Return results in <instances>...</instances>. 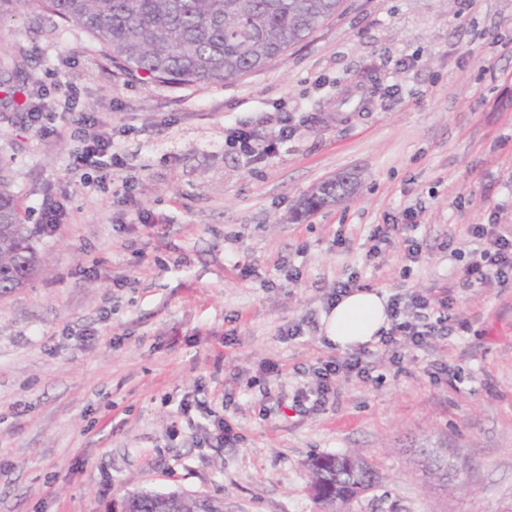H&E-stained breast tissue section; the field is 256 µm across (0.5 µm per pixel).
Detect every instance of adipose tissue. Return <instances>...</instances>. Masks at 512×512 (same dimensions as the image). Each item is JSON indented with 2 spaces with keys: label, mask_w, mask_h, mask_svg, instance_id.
Returning <instances> with one entry per match:
<instances>
[{
  "label": "adipose tissue",
  "mask_w": 512,
  "mask_h": 512,
  "mask_svg": "<svg viewBox=\"0 0 512 512\" xmlns=\"http://www.w3.org/2000/svg\"><path fill=\"white\" fill-rule=\"evenodd\" d=\"M389 323L385 296L362 288L337 302L324 318V332L337 348L348 349L376 342Z\"/></svg>",
  "instance_id": "ef3b65f1"
}]
</instances>
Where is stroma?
<instances>
[{"label":"stroma","mask_w":512,"mask_h":512,"mask_svg":"<svg viewBox=\"0 0 512 512\" xmlns=\"http://www.w3.org/2000/svg\"><path fill=\"white\" fill-rule=\"evenodd\" d=\"M4 46L37 82L0 108V158L25 223L50 200L64 215L37 238L41 272L0 294V512H110L142 489L316 512L307 459L350 449L383 476L351 512L512 506V288L462 278L485 246L469 225L512 226V0H345L284 58L213 86L128 75L25 4ZM70 90L123 162L104 182L70 168ZM340 173L349 199L295 215ZM412 204L417 226L373 251ZM352 274L388 297L447 289L466 327L300 408L340 353L323 318ZM421 443L453 466L447 492Z\"/></svg>","instance_id":"stroma-1"}]
</instances>
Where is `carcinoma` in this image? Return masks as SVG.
<instances>
[{
  "mask_svg": "<svg viewBox=\"0 0 512 512\" xmlns=\"http://www.w3.org/2000/svg\"><path fill=\"white\" fill-rule=\"evenodd\" d=\"M35 8L95 38L119 69L159 84H224L286 55L342 11L343 0H33ZM23 60L14 59L0 85H21ZM348 175L325 181L300 201L304 210L351 193ZM37 228L23 222L11 169L0 165V293L24 287L38 272ZM426 476L443 488L453 481L448 460L421 448ZM309 493L320 512H336L380 485L381 477L357 450L307 462ZM127 512H224V502L177 489L125 493Z\"/></svg>",
  "mask_w": 512,
  "mask_h": 512,
  "instance_id": "cac0c4a2",
  "label": "carcinoma"
}]
</instances>
